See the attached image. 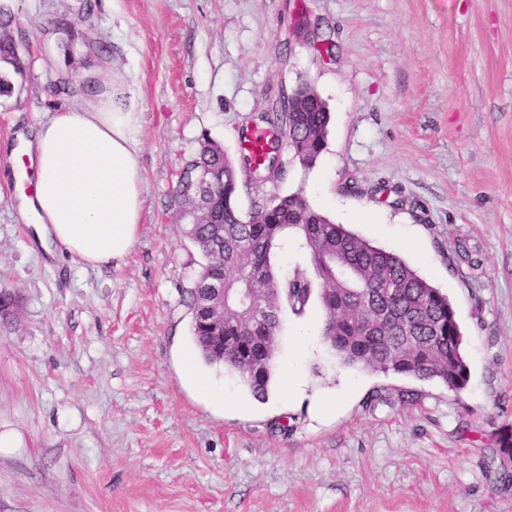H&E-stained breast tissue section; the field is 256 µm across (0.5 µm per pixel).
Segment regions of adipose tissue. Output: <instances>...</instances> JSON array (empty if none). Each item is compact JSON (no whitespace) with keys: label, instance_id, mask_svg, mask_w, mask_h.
Returning a JSON list of instances; mask_svg holds the SVG:
<instances>
[{"label":"adipose tissue","instance_id":"1","mask_svg":"<svg viewBox=\"0 0 512 512\" xmlns=\"http://www.w3.org/2000/svg\"><path fill=\"white\" fill-rule=\"evenodd\" d=\"M141 114L112 97L71 106L19 132L11 157H27L33 195L17 210L51 241L86 266L123 260L141 222L143 183L137 162Z\"/></svg>","mask_w":512,"mask_h":512}]
</instances>
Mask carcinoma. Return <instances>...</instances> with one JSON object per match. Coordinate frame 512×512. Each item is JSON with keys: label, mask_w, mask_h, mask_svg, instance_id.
<instances>
[{"label": "carcinoma", "mask_w": 512, "mask_h": 512, "mask_svg": "<svg viewBox=\"0 0 512 512\" xmlns=\"http://www.w3.org/2000/svg\"><path fill=\"white\" fill-rule=\"evenodd\" d=\"M14 73H23L18 47L11 36L1 35L0 95L12 92ZM275 120L289 133L294 156L303 166H314L325 149L330 113L316 108L277 112ZM187 166L208 172L216 188L200 223L184 228L205 259L188 289L190 309L203 299L207 280L222 279L227 288L266 289L265 313L257 320L232 297L224 303L222 330L192 315V337L206 364L235 372L255 399L265 400L281 314L286 309L302 314L315 296L325 313L324 339L343 363L438 382L453 392L467 387L470 369L451 301L401 256L333 223L298 192L242 216L236 204L237 168L222 145L206 135ZM287 230L304 240L313 274L297 268L289 275L274 265L275 249ZM223 334L249 336L251 342L224 347ZM496 443L501 459L512 462V427Z\"/></svg>", "instance_id": "1"}]
</instances>
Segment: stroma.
I'll use <instances>...</instances> for the list:
<instances>
[{
	"label": "stroma",
	"instance_id": "obj_1",
	"mask_svg": "<svg viewBox=\"0 0 512 512\" xmlns=\"http://www.w3.org/2000/svg\"><path fill=\"white\" fill-rule=\"evenodd\" d=\"M24 72L0 96V512H512V0H0ZM108 46L99 54L98 46ZM132 89L144 204L126 258L48 255L19 217L5 146L55 112ZM331 112L303 167L238 171L243 213L292 193L447 294L461 393L341 363L324 313L281 315L266 402L197 360L202 261L169 208L201 135L239 161L243 126L300 83ZM304 383L299 394L288 385ZM381 403H372L373 395Z\"/></svg>",
	"mask_w": 512,
	"mask_h": 512
}]
</instances>
